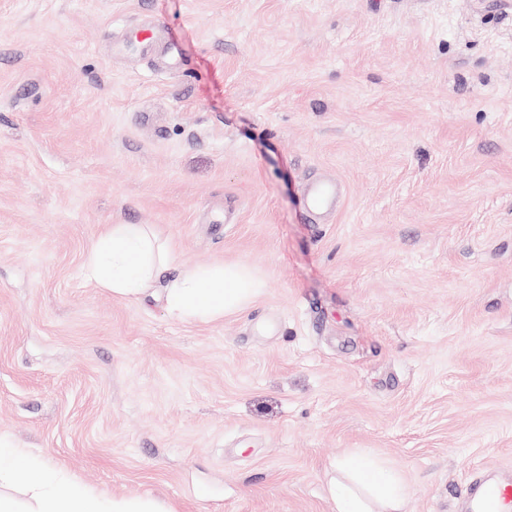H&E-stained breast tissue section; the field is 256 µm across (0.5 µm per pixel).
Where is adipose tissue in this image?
<instances>
[{
	"instance_id": "adipose-tissue-1",
	"label": "adipose tissue",
	"mask_w": 512,
	"mask_h": 512,
	"mask_svg": "<svg viewBox=\"0 0 512 512\" xmlns=\"http://www.w3.org/2000/svg\"><path fill=\"white\" fill-rule=\"evenodd\" d=\"M170 260L139 224H110L85 262L87 277L118 298L146 296ZM262 284L242 265L196 268L166 291L167 312L182 321L209 324L246 307ZM329 495L336 512H404L407 487L394 473L359 454L337 460ZM25 497L26 512H159L151 499L117 497L79 485L62 470L37 463L31 455L0 448V488Z\"/></svg>"
}]
</instances>
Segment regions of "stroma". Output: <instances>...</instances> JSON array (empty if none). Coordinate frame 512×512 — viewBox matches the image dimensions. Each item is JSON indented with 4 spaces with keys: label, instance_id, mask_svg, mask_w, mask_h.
Wrapping results in <instances>:
<instances>
[{
    "label": "stroma",
    "instance_id": "1",
    "mask_svg": "<svg viewBox=\"0 0 512 512\" xmlns=\"http://www.w3.org/2000/svg\"><path fill=\"white\" fill-rule=\"evenodd\" d=\"M107 224L173 251L151 297L87 278ZM229 264L247 308L167 314ZM0 444L176 512H336L354 452L407 512L512 476V0H0ZM337 197L336 181H317L308 186L305 194V205L311 211L322 210L336 204ZM261 290L243 265L196 268L170 284L165 309L182 321L209 324L246 307Z\"/></svg>",
    "mask_w": 512,
    "mask_h": 512
}]
</instances>
